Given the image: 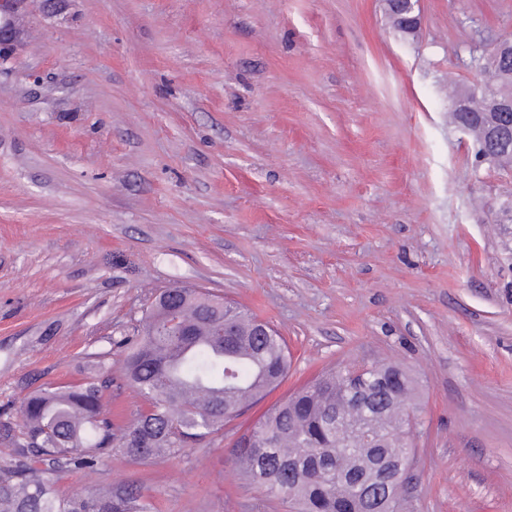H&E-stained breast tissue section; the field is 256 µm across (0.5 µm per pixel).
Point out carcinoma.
<instances>
[{"label": "carcinoma", "instance_id": "1", "mask_svg": "<svg viewBox=\"0 0 512 512\" xmlns=\"http://www.w3.org/2000/svg\"><path fill=\"white\" fill-rule=\"evenodd\" d=\"M483 83L512 93V76L484 67ZM285 339L248 310L198 288L163 290L146 309L137 334L125 341L124 382L145 405L121 426L106 411L112 376L51 386L21 404L23 460L0 473V512H152L136 489L105 488L63 499L48 460L90 469L119 449L147 461L172 455L224 430L279 387L288 375ZM339 363L310 386L273 405L255 423L254 438L233 448L236 469L265 495L295 512H361L362 490L398 480L391 460L404 452V421L391 397L415 398L406 370L373 364L361 390Z\"/></svg>", "mask_w": 512, "mask_h": 512}]
</instances>
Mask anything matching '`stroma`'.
<instances>
[{
	"label": "stroma",
	"instance_id": "35a3bbf8",
	"mask_svg": "<svg viewBox=\"0 0 512 512\" xmlns=\"http://www.w3.org/2000/svg\"><path fill=\"white\" fill-rule=\"evenodd\" d=\"M0 471L30 392L116 371L160 290L268 322L283 384L173 456L62 470L155 512H290L232 463L273 404L338 363L419 382L406 512H512V169L476 162L448 83L512 39V0H0Z\"/></svg>",
	"mask_w": 512,
	"mask_h": 512
}]
</instances>
